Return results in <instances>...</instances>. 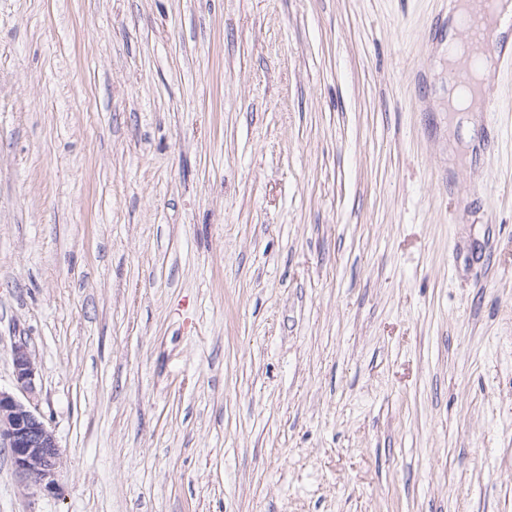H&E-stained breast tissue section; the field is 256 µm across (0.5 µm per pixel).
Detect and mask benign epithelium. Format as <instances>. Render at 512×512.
Listing matches in <instances>:
<instances>
[{
    "label": "benign epithelium",
    "instance_id": "1",
    "mask_svg": "<svg viewBox=\"0 0 512 512\" xmlns=\"http://www.w3.org/2000/svg\"><path fill=\"white\" fill-rule=\"evenodd\" d=\"M16 391L0 389V448L9 452L16 474L37 491L59 486L61 449L34 398L37 370L27 341L12 349Z\"/></svg>",
    "mask_w": 512,
    "mask_h": 512
}]
</instances>
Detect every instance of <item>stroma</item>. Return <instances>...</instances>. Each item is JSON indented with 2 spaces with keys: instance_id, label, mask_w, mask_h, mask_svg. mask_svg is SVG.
<instances>
[{
  "instance_id": "obj_1",
  "label": "stroma",
  "mask_w": 512,
  "mask_h": 512,
  "mask_svg": "<svg viewBox=\"0 0 512 512\" xmlns=\"http://www.w3.org/2000/svg\"><path fill=\"white\" fill-rule=\"evenodd\" d=\"M448 0H0V512H512V73ZM460 6L457 1L448 3V39L441 47V52L445 44H448V112H461L466 114L462 122V134L467 136L474 122H478V112H481V105L478 99L470 96H464L454 87L452 89L451 72L454 70L461 57L462 43L458 40L456 32L460 27ZM472 113V115L470 114ZM16 392L0 388V448H6L16 474L36 491L56 492L61 447L34 398L37 370L26 340L12 349Z\"/></svg>"
}]
</instances>
